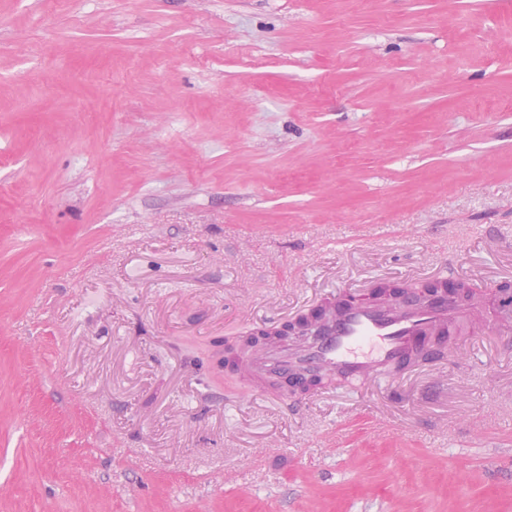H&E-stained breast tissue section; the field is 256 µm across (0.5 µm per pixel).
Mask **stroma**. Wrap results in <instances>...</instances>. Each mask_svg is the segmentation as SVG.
<instances>
[{
    "label": "stroma",
    "instance_id": "obj_1",
    "mask_svg": "<svg viewBox=\"0 0 512 512\" xmlns=\"http://www.w3.org/2000/svg\"><path fill=\"white\" fill-rule=\"evenodd\" d=\"M445 276L512 282V0H0V512H512V335L216 364Z\"/></svg>",
    "mask_w": 512,
    "mask_h": 512
}]
</instances>
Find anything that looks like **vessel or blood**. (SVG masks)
Wrapping results in <instances>:
<instances>
[{
	"label": "vessel or blood",
	"mask_w": 512,
	"mask_h": 512,
	"mask_svg": "<svg viewBox=\"0 0 512 512\" xmlns=\"http://www.w3.org/2000/svg\"><path fill=\"white\" fill-rule=\"evenodd\" d=\"M458 312L449 299L433 306L351 305L332 316L327 335L253 344L244 353L242 366L258 381L277 375L291 395L304 393L307 381L316 375L330 381H390L396 370L408 367L417 351L437 342Z\"/></svg>",
	"instance_id": "obj_1"
}]
</instances>
